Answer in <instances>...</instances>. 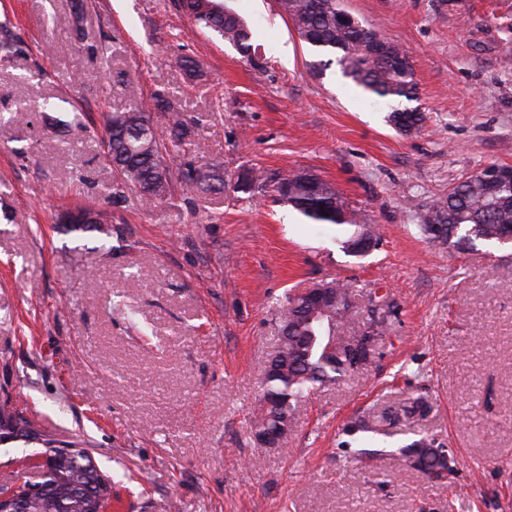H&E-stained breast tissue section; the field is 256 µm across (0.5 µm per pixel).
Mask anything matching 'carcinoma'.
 <instances>
[{
	"label": "carcinoma",
	"instance_id": "carcinoma-1",
	"mask_svg": "<svg viewBox=\"0 0 512 512\" xmlns=\"http://www.w3.org/2000/svg\"><path fill=\"white\" fill-rule=\"evenodd\" d=\"M192 26L215 32L224 41L243 52L252 49L250 29L232 9L221 8V0H181ZM282 17L289 20L299 38L313 47L324 59L316 64L318 71L333 65L341 76L378 99L414 100L417 83L414 70L405 51L394 42H387V51L395 61L367 56L362 45L364 31L349 28L337 16L340 0H277ZM17 51L12 31L0 27V59L5 61ZM155 111L170 129L173 145H180L187 136V124L182 112L166 97H158ZM107 148L103 159L117 175L112 197L126 200V192L142 206H154L163 196L155 194L153 185L163 174L172 178L164 151L153 132V121L137 108L112 113L106 122ZM224 163L219 158L208 160L200 168H188L181 174V183L188 191L206 188V182L221 175ZM259 175L251 170L237 177H228L224 187L234 193H246ZM325 189L311 194L296 172L279 179L276 192L280 199L306 219L318 224H351L357 227L345 241L343 249L359 257L358 248L366 243L378 245V233L355 211L349 209L343 196L329 182ZM91 222L68 223L73 229L98 231L107 217L101 211L90 212ZM421 231L440 246L450 244L466 250L479 243L498 244L512 232V182L497 189H487L477 172L448 189L433 201V207L421 218ZM336 295V304L328 314L318 315L313 322L304 317L299 295L287 298L280 316L281 332L288 342L275 350L263 368L264 393L260 413L254 421L255 432L274 429L285 413L293 414L299 402L317 387L342 379L358 368L351 342L366 336L381 334L369 324L355 332L350 326L354 316L351 308V287L329 284ZM431 405L422 397H407L387 409L388 417L401 424L428 415ZM41 439L37 428L18 416L9 399L0 402V442ZM398 454L409 464L423 470L428 478L443 480L453 471L454 459L445 449L427 436L406 440ZM40 480L32 486L40 488L37 498L29 504V512H95L104 508L112 496L108 477L95 466L89 453L78 456L66 468L53 458L39 465Z\"/></svg>",
	"mask_w": 512,
	"mask_h": 512
}]
</instances>
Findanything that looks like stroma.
Listing matches in <instances>:
<instances>
[{"mask_svg": "<svg viewBox=\"0 0 512 512\" xmlns=\"http://www.w3.org/2000/svg\"><path fill=\"white\" fill-rule=\"evenodd\" d=\"M224 3L258 53L193 29L178 0H83L81 42L69 0H0L20 45L0 61V397L87 449L112 481L107 512H512V248L461 252L419 230L449 187L512 166V0H343L408 55L426 116L410 136L338 67L314 76L321 56L277 0ZM159 95L191 120L171 172L220 157L261 181L113 205L105 121L152 112ZM48 106L66 134L45 124ZM290 169L331 182L378 247L347 255L352 226L279 202ZM80 207L108 224L70 231ZM331 281L353 290V327L384 333L263 447L252 422L279 309ZM419 395L432 411L414 432L455 459L442 484L397 453L401 428L384 417ZM356 419L369 431L346 432ZM43 449L0 442V490L37 480Z\"/></svg>", "mask_w": 512, "mask_h": 512, "instance_id": "obj_1", "label": "stroma"}]
</instances>
